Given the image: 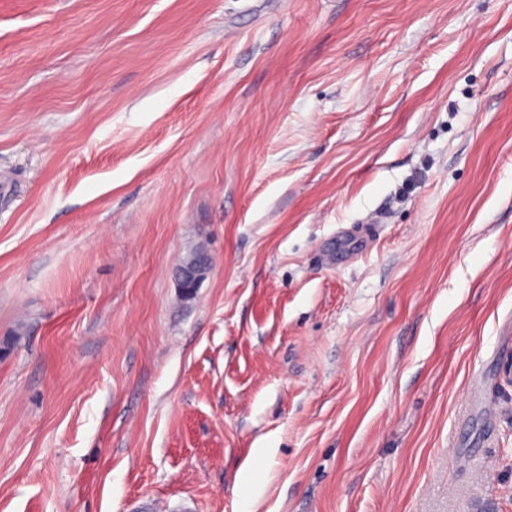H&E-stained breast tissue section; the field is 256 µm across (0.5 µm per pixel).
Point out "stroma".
<instances>
[{
	"instance_id": "obj_1",
	"label": "stroma",
	"mask_w": 512,
	"mask_h": 512,
	"mask_svg": "<svg viewBox=\"0 0 512 512\" xmlns=\"http://www.w3.org/2000/svg\"><path fill=\"white\" fill-rule=\"evenodd\" d=\"M4 342L0 512H512V0H0ZM212 266V258L204 249H197L187 255L176 267L174 278L177 288L185 294L193 289L196 294L201 282Z\"/></svg>"
}]
</instances>
